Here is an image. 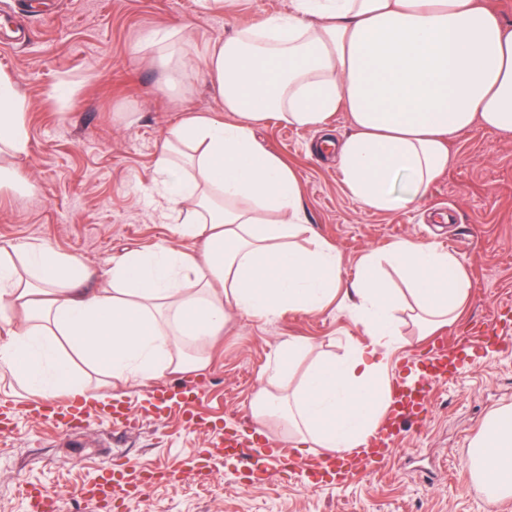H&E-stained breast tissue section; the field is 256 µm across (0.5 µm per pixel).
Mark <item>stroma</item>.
I'll list each match as a JSON object with an SVG mask.
<instances>
[{
    "instance_id": "35a3bbf8",
    "label": "stroma",
    "mask_w": 512,
    "mask_h": 512,
    "mask_svg": "<svg viewBox=\"0 0 512 512\" xmlns=\"http://www.w3.org/2000/svg\"><path fill=\"white\" fill-rule=\"evenodd\" d=\"M289 5L223 0L205 10L199 0H0V75L26 101L29 137L18 161L28 187L0 192V245L46 243L100 273L130 249L165 244L192 251L150 192L155 158L183 118L223 115L224 103L201 64L169 88L159 51L145 37L182 32L172 51L200 57L234 28ZM321 136L272 120L255 131L264 149L295 168L311 233L336 248L345 281L356 277L368 252L405 238L433 243L463 263L472 285L459 319L441 336L455 342L492 317L512 331V135L478 128L461 134L449 147L447 171L414 204L390 213L350 196L334 152L317 149ZM347 303L340 291L317 314H232L206 368L167 378L202 386L194 421L178 409L151 412L131 429L93 414L64 433L35 411V399L14 379L0 377V402L15 407L0 434V512H27L23 486L61 494L101 480L118 457L178 468L223 440L228 424L281 439L282 424L261 426L251 415L260 375L291 336L309 340V359L366 346ZM470 359L467 373L435 387L431 413L419 428L404 429L378 472L356 470L344 483L314 490L275 472L244 491L236 461L225 458L176 484L156 482L117 507L77 499L62 512H486L488 487L468 478L467 451L489 415L512 406V351L478 348Z\"/></svg>"
}]
</instances>
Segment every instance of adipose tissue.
Masks as SVG:
<instances>
[{
  "mask_svg": "<svg viewBox=\"0 0 512 512\" xmlns=\"http://www.w3.org/2000/svg\"><path fill=\"white\" fill-rule=\"evenodd\" d=\"M206 69L233 121L192 115L165 136L153 194L168 205L176 236L199 255L160 245L112 265L107 287L46 244L23 247V268L0 259V370L30 395L110 400L128 382L147 386L174 371L204 368L230 312L273 317L320 312L342 287L340 258L311 238L292 167L254 140L277 119L326 130L334 112L350 133L335 148L349 193L393 212L425 194L448 169L450 143L480 128L512 134V24L487 0H291L210 47ZM26 103L0 76V185L25 186ZM400 272L411 300L391 288L380 264ZM351 291L350 318L367 347L311 363L290 391L294 363L309 346L288 338L252 401L256 422L283 424L300 442L354 447L384 413L385 353L403 343V314L422 335L454 323L471 282L463 264L431 243L402 239L366 255ZM81 360L100 374L77 373ZM488 487V507L512 496V406L495 410L468 450Z\"/></svg>",
  "mask_w": 512,
  "mask_h": 512,
  "instance_id": "1",
  "label": "adipose tissue"
}]
</instances>
